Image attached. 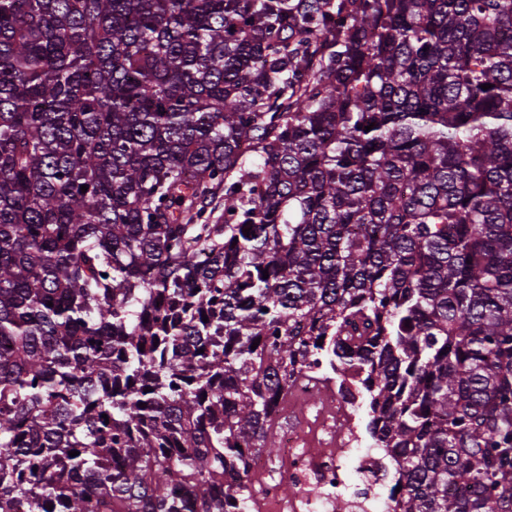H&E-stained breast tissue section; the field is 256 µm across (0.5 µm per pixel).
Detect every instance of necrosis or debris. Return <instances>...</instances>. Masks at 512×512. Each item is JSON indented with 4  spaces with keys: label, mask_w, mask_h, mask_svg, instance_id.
<instances>
[{
    "label": "necrosis or debris",
    "mask_w": 512,
    "mask_h": 512,
    "mask_svg": "<svg viewBox=\"0 0 512 512\" xmlns=\"http://www.w3.org/2000/svg\"><path fill=\"white\" fill-rule=\"evenodd\" d=\"M360 376L335 381L331 367L303 370L281 392L276 457L246 458L252 512H399L391 455L372 444L361 416Z\"/></svg>",
    "instance_id": "1"
}]
</instances>
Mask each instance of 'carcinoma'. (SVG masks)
I'll use <instances>...</instances> for the list:
<instances>
[{"mask_svg": "<svg viewBox=\"0 0 512 512\" xmlns=\"http://www.w3.org/2000/svg\"><path fill=\"white\" fill-rule=\"evenodd\" d=\"M322 362L512 512V0H0V512H243Z\"/></svg>", "mask_w": 512, "mask_h": 512, "instance_id": "carcinoma-1", "label": "carcinoma"}]
</instances>
